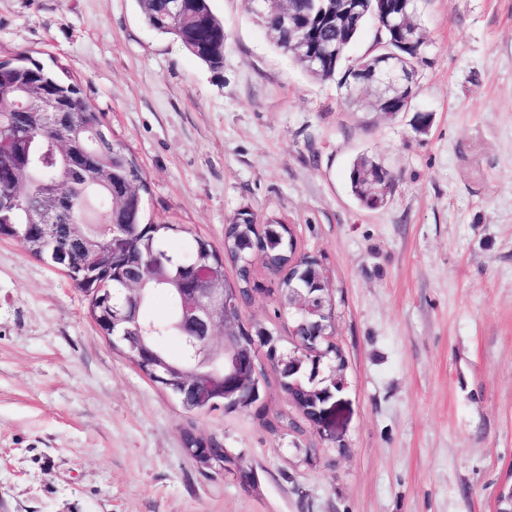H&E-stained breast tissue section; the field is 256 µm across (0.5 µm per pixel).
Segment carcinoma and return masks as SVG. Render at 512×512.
I'll return each mask as SVG.
<instances>
[{"label":"carcinoma","instance_id":"cac0c4a2","mask_svg":"<svg viewBox=\"0 0 512 512\" xmlns=\"http://www.w3.org/2000/svg\"><path fill=\"white\" fill-rule=\"evenodd\" d=\"M174 0H139V6L147 23L156 31L174 36L195 58L212 69L221 68L224 61L225 31L223 21L213 12L210 0H180L179 10L172 8ZM328 3L318 0H284L269 12L263 24L271 33L275 44L288 51V32L280 29L278 15L289 9L297 11L305 18V23L296 31V37L307 40L316 46L336 47V30L324 26L319 14ZM298 63L312 77L319 80L335 78L339 66L332 57L319 70L308 68L303 60ZM25 86L42 91L46 99L62 103L70 109L71 132L75 141L86 137L94 128H105V114L97 111L80 96L79 89L72 83L59 78L43 65L25 54L8 61H0V197L22 194L34 206L42 205L58 191L67 199L65 212L69 221L87 226V235L112 250V240L102 234V225L112 220L118 213L121 224L131 225L128 239L120 249L129 252L131 266L143 269L146 281L144 297L139 307L128 311L130 324L141 327L143 347L146 351L163 356L169 363L185 368L195 364L185 360L186 351L181 356L170 357L160 346L165 336H179L177 324L182 318L183 304L176 293L180 281L187 275V265L198 264L209 268L224 283V288L235 291L242 306L251 304L258 291L251 263L252 253L263 257L266 268L279 275V290L309 288L297 278L295 266L299 255L297 241L289 225L276 216L265 218L263 234L253 229L255 214L248 210L237 212L224 227V253L214 250L204 238L192 237L190 255L180 259L165 248V241L173 232H188V229L174 224H146L143 222L142 200L130 196L121 204L112 199L110 189L102 184L84 185L73 180L58 159L50 156V147L57 139L56 130L44 112H28L20 107V97L15 89ZM102 167L110 169L117 181L131 177L132 182L141 185L144 175L132 153L122 142L112 138V132L98 146ZM26 169L31 173L25 181L11 180L10 170ZM40 238L25 237L22 245L32 256L48 263H56V257H68L72 266L82 265V251L75 245L65 230V224H45ZM231 262L236 269V277L228 279L225 263ZM127 269L111 268L99 278L100 294L103 301L96 302L95 321L106 336L112 332V308H119L125 301V288L122 279ZM157 295L168 299L169 312L165 319L155 320L146 310ZM335 332L332 318L311 316L307 321L295 320L296 338L307 343L308 349L316 352L315 360L333 363V378L314 379L316 365L306 360L294 368L290 377L291 385L283 387L288 394L291 406L302 414V421L308 425L315 422V409L320 400L339 390L332 379L343 381L347 369L344 352L335 342L329 340ZM280 347L279 337L270 336L263 340L260 348L250 350L248 360L256 365L260 356H271L272 347ZM255 419L263 426L275 431L286 426L293 431H301L300 423L284 412L276 411L261 396L255 397Z\"/></svg>","mask_w":512,"mask_h":512}]
</instances>
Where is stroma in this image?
Instances as JSON below:
<instances>
[{
	"label": "stroma",
	"instance_id": "1",
	"mask_svg": "<svg viewBox=\"0 0 512 512\" xmlns=\"http://www.w3.org/2000/svg\"><path fill=\"white\" fill-rule=\"evenodd\" d=\"M213 70L138 0H0V61L75 83L143 169V213L224 248L238 211L277 216L318 255L348 369L332 439L238 410H188L104 336L64 273L0 239V512H496L512 475V0H423L413 109L387 116L310 77L246 0ZM430 116L416 132V112ZM362 154L392 176L362 207ZM246 322L294 348L279 278ZM193 428L243 454L244 490L201 472Z\"/></svg>",
	"mask_w": 512,
	"mask_h": 512
}]
</instances>
